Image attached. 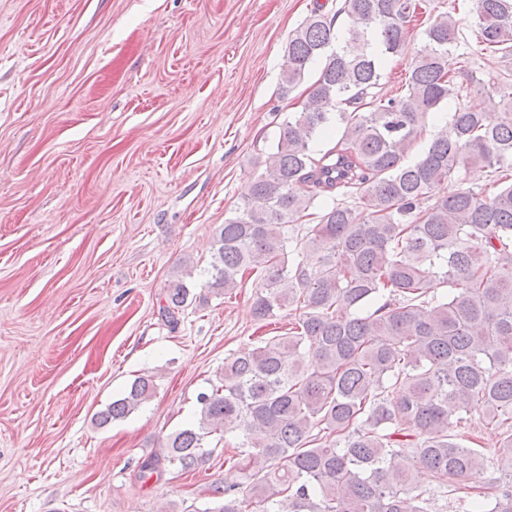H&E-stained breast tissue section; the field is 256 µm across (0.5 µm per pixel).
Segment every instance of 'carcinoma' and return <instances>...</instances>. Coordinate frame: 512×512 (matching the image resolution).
I'll use <instances>...</instances> for the list:
<instances>
[{
    "mask_svg": "<svg viewBox=\"0 0 512 512\" xmlns=\"http://www.w3.org/2000/svg\"><path fill=\"white\" fill-rule=\"evenodd\" d=\"M416 10L413 0H345L343 30L317 8L288 40L282 96L325 64L220 225L206 287L230 295L248 274L257 318L288 307L295 321L224 358L219 385L197 397V422L140 464L143 477L165 464L190 472L206 437L236 432L242 481L224 486L213 512H435L453 490L463 512H512V84H476L459 102L448 72L459 21L446 12L424 29L404 93L378 98ZM474 18L480 43L512 56V0H475ZM449 102V123L422 140ZM473 166L488 169L495 193L458 184ZM335 190L353 204L315 212ZM303 218L315 223L298 238ZM442 287L450 292L434 294ZM188 296L172 283L168 322ZM153 389L151 377L135 379L99 424ZM475 409L499 431L490 452L471 431ZM417 468L432 490L413 484Z\"/></svg>",
    "mask_w": 512,
    "mask_h": 512,
    "instance_id": "1",
    "label": "carcinoma"
}]
</instances>
